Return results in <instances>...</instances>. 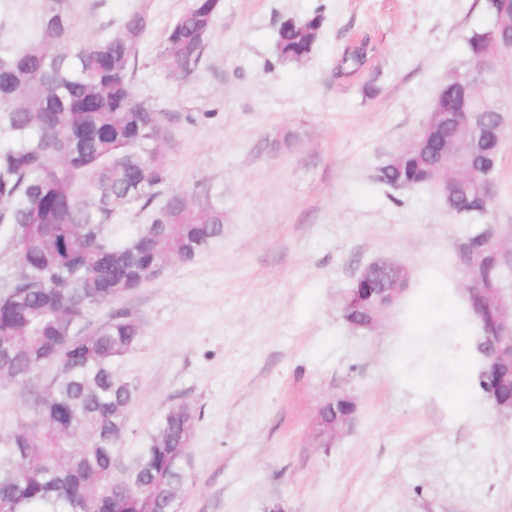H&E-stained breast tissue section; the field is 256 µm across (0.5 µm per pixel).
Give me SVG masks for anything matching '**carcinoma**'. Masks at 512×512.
Returning <instances> with one entry per match:
<instances>
[{"mask_svg":"<svg viewBox=\"0 0 512 512\" xmlns=\"http://www.w3.org/2000/svg\"><path fill=\"white\" fill-rule=\"evenodd\" d=\"M66 2L47 0L38 33L20 48H0V233L4 251L14 254L0 279V384L24 401L16 421L0 425V512H173L191 468L195 411L171 406L146 447L118 454L137 386L115 364L138 345L142 326L124 313L93 326L87 313L172 259L194 261L224 236V208L167 190L172 129L131 90L147 11L127 15L106 38L76 42ZM219 8L220 0H188L163 38L170 73L197 68ZM484 9L496 21L471 32L472 59L512 41V0H484ZM322 26L318 14L283 22L279 58H307ZM367 55L364 42L347 50L336 76L359 72ZM481 86L477 72L451 77L439 91L448 122L395 153L376 180L426 188L446 152L448 178L457 183L448 212L476 222L492 211L495 195L486 193L483 175L499 172L505 129L498 112L472 113ZM160 195L151 222L114 242L117 207L152 209ZM474 249L477 274L497 282L512 252L501 228L455 240L457 269L470 264ZM395 275L381 267L369 287L387 288ZM467 307L479 325V352L493 314L477 295L467 296ZM477 386L509 401L512 371L497 383L479 374Z\"/></svg>","mask_w":512,"mask_h":512,"instance_id":"carcinoma-1","label":"carcinoma"}]
</instances>
